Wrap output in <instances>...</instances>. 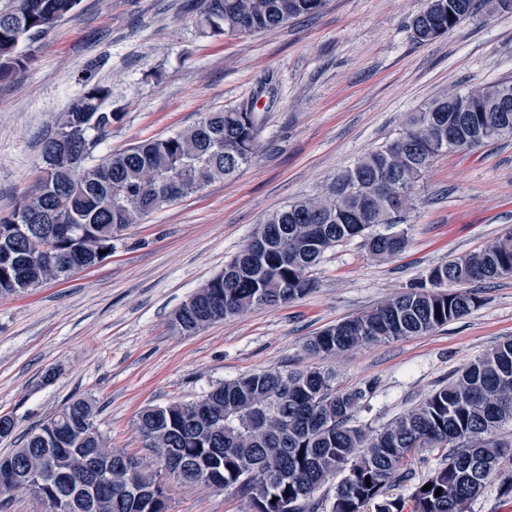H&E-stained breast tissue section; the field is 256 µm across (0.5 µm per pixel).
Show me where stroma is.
I'll use <instances>...</instances> for the list:
<instances>
[{
	"label": "stroma",
	"mask_w": 512,
	"mask_h": 512,
	"mask_svg": "<svg viewBox=\"0 0 512 512\" xmlns=\"http://www.w3.org/2000/svg\"><path fill=\"white\" fill-rule=\"evenodd\" d=\"M426 0H328L312 18L244 36L200 34L188 0H80L35 44L25 72L0 81V216L38 177L41 142L86 81L117 112L89 164L253 99L265 115L252 161L118 233L93 268L0 297V455L70 399L87 398L111 448L145 450L138 413L200 399L263 369L333 372L366 392L357 422L379 430L466 363L512 338V278L479 289L469 315L420 336L313 358L325 327L408 288L429 270L512 230V142L451 152L425 173L389 259L359 236L329 250L313 290L187 335L170 321L220 274L271 212L320 193L338 171L392 139L409 113L448 90L512 78V13L482 14L417 44ZM231 492L171 484L168 512H242Z\"/></svg>",
	"instance_id": "35a3bbf8"
}]
</instances>
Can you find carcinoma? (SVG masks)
Segmentation results:
<instances>
[{"mask_svg": "<svg viewBox=\"0 0 512 512\" xmlns=\"http://www.w3.org/2000/svg\"><path fill=\"white\" fill-rule=\"evenodd\" d=\"M79 0H5L0 5V78L16 76L31 46L73 13ZM327 0H192L200 31L210 37L272 30L319 14ZM512 10V0H426L410 20L413 38L434 43L483 8ZM107 87L86 81L83 93L56 119L41 150L40 176L12 210L0 217V296L33 287L50 263L74 273L112 253L114 234L164 205L232 176L257 152L261 122L253 100L204 112L191 126L141 142L94 166L88 150L112 129ZM489 134L477 137L476 122ZM452 129L453 150L471 151L512 139V79L443 95L410 113L397 135L341 169L318 196L296 201L260 224L265 248L252 239L224 272L183 303L173 326L189 334L257 307H280L314 288L310 272L329 249L375 226L402 222L419 181L448 150L436 144ZM28 212L39 241L13 227ZM370 251L388 259L407 245L405 234L371 233ZM512 274V230L477 252L430 269L432 288L403 291L310 338L312 357L424 334L459 320L480 305L475 283ZM365 390L336 387L318 367L261 370L224 382L188 403L147 407L136 420L147 457L107 446L94 405L72 399L0 455V479L11 469L21 491L50 512H167L168 481L231 491L245 512H471L495 485L512 502V339L504 340L454 374L448 384L378 431L354 424ZM441 452L434 475L409 497L389 488L413 479L406 461L414 448ZM172 450L181 467L162 476L158 449ZM336 480L330 498L316 493ZM432 484L428 490L426 484ZM95 490V508L73 498L75 486ZM441 495H436V490Z\"/></svg>", "mask_w": 512, "mask_h": 512, "instance_id": "carcinoma-1", "label": "carcinoma"}]
</instances>
